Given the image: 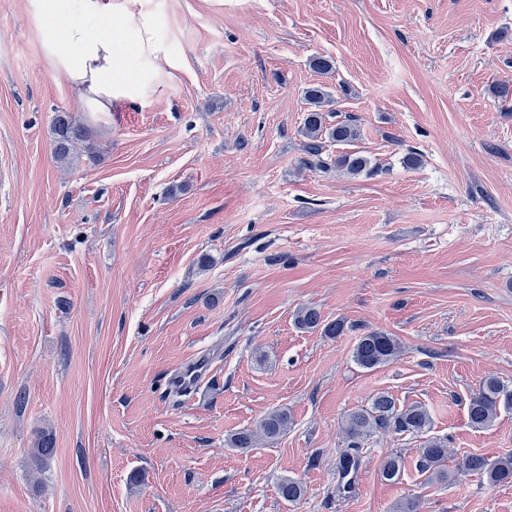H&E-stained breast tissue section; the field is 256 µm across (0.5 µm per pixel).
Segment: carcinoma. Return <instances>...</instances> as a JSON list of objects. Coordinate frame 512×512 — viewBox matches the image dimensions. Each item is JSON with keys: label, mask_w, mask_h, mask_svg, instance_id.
Here are the masks:
<instances>
[{"label": "carcinoma", "mask_w": 512, "mask_h": 512, "mask_svg": "<svg viewBox=\"0 0 512 512\" xmlns=\"http://www.w3.org/2000/svg\"><path fill=\"white\" fill-rule=\"evenodd\" d=\"M308 101L307 113L303 118L302 134L306 138L304 151L323 166L321 155L325 140L336 143H350L358 138L357 126L352 122L339 121L330 124L323 107L329 104V93L321 85L306 91ZM79 129L75 128L67 112H59L54 123V156L62 164L69 163L74 142L80 140ZM336 168L352 175L371 172V160L358 153H348L336 157ZM295 325L302 330H321L330 338H336L345 332V323L341 320L324 322L320 312L311 306L300 308L295 315ZM401 352L399 340L384 331H371L362 336L354 350V360L363 369H374L393 361ZM502 410H512V388L497 378H486L479 383L468 400L467 412L470 424L482 429L490 426ZM292 423L288 410L277 408L269 411L255 427L234 433L228 444L232 448L247 450L254 448L261 440L273 441L286 434ZM432 418L428 409L420 403L400 405L386 392L379 393L371 406L349 413L342 431L348 441V447L361 448L375 433L395 435H422L431 429ZM51 437L43 435L37 448L33 449L35 461L45 464L52 455ZM448 456V440L429 437L418 448L416 468L431 481H445L448 471L445 461ZM403 460L398 456L388 458L382 469V476L387 481L399 478ZM462 471L481 475L492 486L512 483V455L487 459L483 455L466 456L459 465ZM278 491L285 501L294 503L303 496L301 482L284 478L278 484Z\"/></svg>", "instance_id": "1"}]
</instances>
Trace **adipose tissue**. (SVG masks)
<instances>
[{"label":"adipose tissue","instance_id":"ef3b65f1","mask_svg":"<svg viewBox=\"0 0 512 512\" xmlns=\"http://www.w3.org/2000/svg\"><path fill=\"white\" fill-rule=\"evenodd\" d=\"M56 0H28L42 54L73 100L92 112H117L151 97L174 63L140 0H73L70 17Z\"/></svg>","mask_w":512,"mask_h":512}]
</instances>
